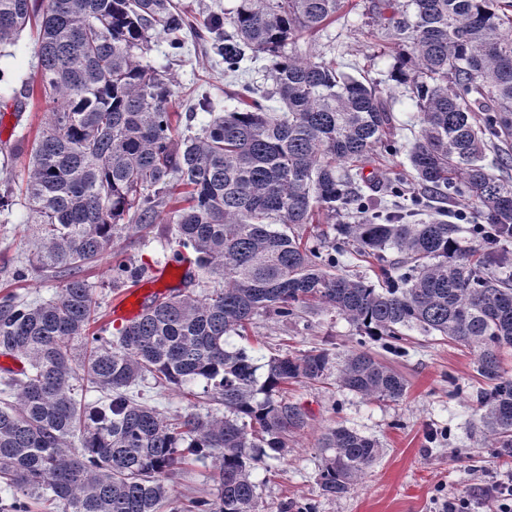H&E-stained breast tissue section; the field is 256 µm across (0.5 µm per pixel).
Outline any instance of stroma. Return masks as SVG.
I'll return each mask as SVG.
<instances>
[{
  "label": "stroma",
  "instance_id": "35a3bbf8",
  "mask_svg": "<svg viewBox=\"0 0 512 512\" xmlns=\"http://www.w3.org/2000/svg\"><path fill=\"white\" fill-rule=\"evenodd\" d=\"M373 0H346L340 16L314 35L300 38L297 49L307 56L335 60L340 71L357 78L377 81L390 100L396 120L397 139L403 150L396 156L371 155L364 171L380 177L409 171L405 153L420 129V112L407 86L390 80L396 56L384 31L374 21ZM165 40H156L150 62L166 68L172 80L174 97L171 110L180 130L200 133L213 114L237 107L232 93L237 85L216 64L208 45L187 42L180 60L168 57ZM34 38L23 33L16 45L0 56V70L11 76L0 83V149L21 141L32 145L50 114L45 103L16 110L13 99L22 83H35ZM210 101L212 111H204L202 101ZM34 226L23 201L0 211V298L16 294L30 302L56 299L58 280L29 272L26 280L15 281V266L27 264L32 256ZM177 245L174 240L147 230L117 239L113 252L133 267L163 266ZM82 276L91 285L99 304L98 323L109 335L119 326L110 316L113 301L122 294L110 281L107 262L86 267ZM405 355L383 352L380 342L370 348L392 365L406 382V394L396 403L366 398L338 387L335 377L320 381L294 382L288 386L289 399L300 403L308 413V424L288 434L280 456L265 459L251 474L257 486L256 512H297L300 505L315 503L317 512H436L442 499H473L478 485L512 474V457L497 456L489 448L477 419L473 394L484 382L476 371L473 350L448 343L438 333L419 328L406 330ZM352 324L318 304L302 307L293 321L283 323L268 317L255 318L245 337H231L232 346L246 348L260 361L290 353L300 354L328 346L333 364L358 346ZM201 384L192 393L183 389H145L146 402L167 417L190 412H219L220 406L201 395ZM344 426L376 439L380 455L343 497L322 495L317 484L321 455L318 439L325 430ZM211 464L191 461L172 475L174 499L207 496L213 491L209 479Z\"/></svg>",
  "mask_w": 512,
  "mask_h": 512
}]
</instances>
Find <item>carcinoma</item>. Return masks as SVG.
<instances>
[{
  "mask_svg": "<svg viewBox=\"0 0 512 512\" xmlns=\"http://www.w3.org/2000/svg\"><path fill=\"white\" fill-rule=\"evenodd\" d=\"M342 0H239L225 18H199L174 0H0V46L31 22L40 94L51 117L30 150L25 196L34 214V269L48 278L108 258L116 283L138 270L112 242L166 216L179 248L224 278L220 288L156 297L117 340L89 333L97 320L90 285L72 276L57 299L0 302V353L29 369L0 380V482L13 496L0 512H255L252 470L283 452L284 436L308 415L284 385L327 377V348L278 355L259 365L229 347L257 316L282 322L310 302L352 323L359 335L395 351L413 325L474 349L480 422L490 447L512 455V378L501 352L512 347V166L489 145L512 137V0H379V20L397 46L391 79L410 87L421 112L409 149L419 186L404 208L407 177L365 193L361 163L397 150L395 120L374 82L296 43L336 20ZM213 35L224 73L261 54L270 58L261 99L248 83L243 108L216 115L196 135L173 127L172 84L147 59L155 39L182 54L185 35ZM278 103V108L266 105ZM459 198L474 245H460ZM428 222L409 219L426 211ZM323 217L335 236L312 242L294 229ZM355 247L376 264L378 286L339 272ZM401 255L393 275L385 252ZM204 383L224 405L221 417L167 418L140 400L136 386ZM340 388L397 401L405 380L365 340L338 372ZM94 390L93 402L77 399ZM321 494H347L376 460L378 442L336 427L319 438ZM211 460L214 493L173 505L169 478L188 459Z\"/></svg>",
  "mask_w": 512,
  "mask_h": 512,
  "instance_id": "carcinoma-1",
  "label": "carcinoma"
}]
</instances>
